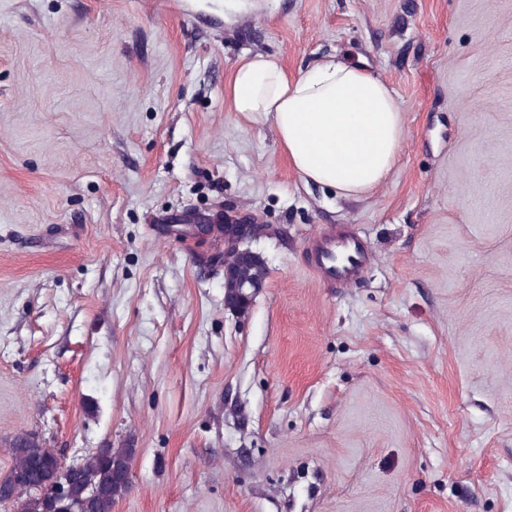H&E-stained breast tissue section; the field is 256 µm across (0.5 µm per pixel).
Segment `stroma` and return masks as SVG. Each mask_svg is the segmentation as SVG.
<instances>
[{
	"label": "stroma",
	"instance_id": "stroma-1",
	"mask_svg": "<svg viewBox=\"0 0 512 512\" xmlns=\"http://www.w3.org/2000/svg\"><path fill=\"white\" fill-rule=\"evenodd\" d=\"M0 0V474L129 448L113 512H512V0ZM359 58L404 112L346 197L233 111L245 55ZM254 219L268 276L224 301ZM340 228L357 282L311 270ZM23 436L11 440L8 448L14 464L10 469L17 472L25 483L36 488L42 482V471L35 465L30 464L32 461L29 443L22 441Z\"/></svg>",
	"mask_w": 512,
	"mask_h": 512
}]
</instances>
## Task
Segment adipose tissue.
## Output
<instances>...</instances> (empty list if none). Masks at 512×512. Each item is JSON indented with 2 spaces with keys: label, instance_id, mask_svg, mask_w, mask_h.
Listing matches in <instances>:
<instances>
[{
  "label": "adipose tissue",
  "instance_id": "obj_1",
  "mask_svg": "<svg viewBox=\"0 0 512 512\" xmlns=\"http://www.w3.org/2000/svg\"><path fill=\"white\" fill-rule=\"evenodd\" d=\"M224 91L234 111L271 121L305 181L356 197L397 161L403 111L385 81L349 58L332 56L291 77L274 56H245Z\"/></svg>",
  "mask_w": 512,
  "mask_h": 512
}]
</instances>
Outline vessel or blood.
Segmentation results:
<instances>
[{
  "label": "vessel or blood",
  "mask_w": 512,
  "mask_h": 512,
  "mask_svg": "<svg viewBox=\"0 0 512 512\" xmlns=\"http://www.w3.org/2000/svg\"><path fill=\"white\" fill-rule=\"evenodd\" d=\"M314 267L317 272L339 286L355 283L364 262V248L345 232L329 230L314 238Z\"/></svg>",
  "instance_id": "1"
}]
</instances>
